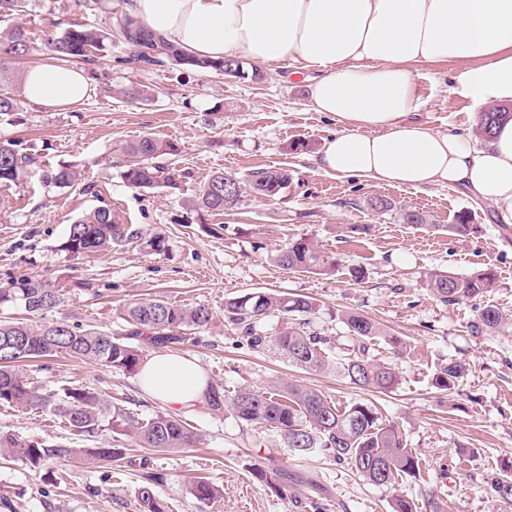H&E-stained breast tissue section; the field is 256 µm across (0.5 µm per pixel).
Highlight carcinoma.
Instances as JSON below:
<instances>
[{"label": "carcinoma", "instance_id": "carcinoma-1", "mask_svg": "<svg viewBox=\"0 0 512 512\" xmlns=\"http://www.w3.org/2000/svg\"><path fill=\"white\" fill-rule=\"evenodd\" d=\"M31 0H0V15H20L29 10ZM133 40L132 60L147 68L172 65L183 70H207L232 77L245 75L244 62L238 59L209 61L196 59L164 37L144 26L139 19L126 13L119 22ZM112 42L110 34L96 27L71 21L62 31L48 35L43 50L60 62L96 61V53H104ZM33 49L28 31L16 25L0 32V79L7 74L8 64ZM512 116L507 107L493 105L479 116L476 135L484 142L491 140L497 124ZM178 146L169 140L145 135L121 147L127 165L121 176L129 185L140 189L180 187L179 177L163 174L154 160L175 155ZM37 163V158L22 151L13 140L0 139V184L15 182L21 173ZM45 182L58 188L78 185L76 173L67 167L44 171ZM292 181L284 168H262L251 174L248 187L240 180L224 185V173L213 174L203 185L196 199L198 208L221 214L243 202L244 193L273 198ZM405 224L427 227L466 238L475 225L469 212L456 215L453 224H435L428 215L417 210H401ZM144 241L145 247L158 253L165 250V239L154 235L143 239L140 228L122 224L108 205H100L70 225L61 250L71 256L102 251L130 242ZM272 260L287 269H301L315 274L336 270L312 242L298 239L281 247ZM494 274L482 273L459 277L448 272H434L427 281L430 293L443 304H457L483 294L493 283ZM62 289L32 277L13 278L0 285V310L21 307L36 313L41 322L29 323L10 318L0 320V344L6 339L17 340L20 347L7 356L0 351V406L38 410L53 406V412L70 430L83 436H93L108 427L126 436L142 448L156 452H172L193 446L199 439L193 427L181 418L161 411L148 419L112 407L104 396L86 387L64 386L56 393H43L25 382L19 373L22 363L31 359H46L65 354L84 362L97 363L116 370L135 372L143 360L144 348H166L186 341H199V335L211 329L214 312L206 305L183 307L161 298L131 301L120 309L125 323L124 333L88 329L80 324H68L46 319L47 313L61 302ZM318 312L311 298L302 294H272L250 292L228 297L224 301V322L238 331L241 343L257 352H270L285 358L292 365L310 372L329 365L330 353H336V373L349 383L369 391L386 392L398 384V375L388 363L369 355L371 346L384 341L393 349L403 348L396 336H390L378 322L359 312H346L341 322L346 328L348 344L339 348L331 338L309 332L310 319ZM270 317L282 319L286 327L275 336L268 335L262 324ZM505 324L499 308L488 305L478 311L471 328L477 333H495ZM467 372V365L451 361L441 367L435 384L450 390ZM207 405L219 413L227 412L247 426L272 428L286 447L298 456L325 455L335 462H346L366 483L393 487L413 482L420 477L418 453L407 447L399 426L382 420L377 409L362 402L338 408L318 389L288 383L273 385L265 391L243 388L233 395L224 394V387L213 385ZM6 454L38 468L49 461L84 457L107 468L124 457L122 448H71L63 444L47 445L11 434L0 435V455ZM257 480L266 483L282 496L288 495L293 477L288 472L271 469L262 463L254 465ZM163 480L156 471L142 476L138 490L139 512H167L168 506L155 492ZM492 487L502 502L512 505V477L496 476ZM192 494L201 503L213 504L221 491L210 480L198 477L192 482Z\"/></svg>", "mask_w": 512, "mask_h": 512}]
</instances>
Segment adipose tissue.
Instances as JSON below:
<instances>
[{"instance_id": "adipose-tissue-1", "label": "adipose tissue", "mask_w": 512, "mask_h": 512, "mask_svg": "<svg viewBox=\"0 0 512 512\" xmlns=\"http://www.w3.org/2000/svg\"><path fill=\"white\" fill-rule=\"evenodd\" d=\"M131 14L181 49L260 66L292 61L313 72L309 102L343 129L318 168L390 186L464 188L512 223V119L478 144L414 119L410 65L451 62V95L512 104V0H131ZM76 67L40 64L23 75L25 98L66 109L88 95ZM140 389L181 413L204 402L208 379L192 359L142 363Z\"/></svg>"}]
</instances>
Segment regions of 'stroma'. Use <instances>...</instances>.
<instances>
[{
  "instance_id": "obj_1",
  "label": "stroma",
  "mask_w": 512,
  "mask_h": 512,
  "mask_svg": "<svg viewBox=\"0 0 512 512\" xmlns=\"http://www.w3.org/2000/svg\"><path fill=\"white\" fill-rule=\"evenodd\" d=\"M125 10L126 0H98L87 9L75 8L74 0H37L24 16L0 19L1 30L16 23L39 42L57 22L87 23L113 34L106 56L82 66L90 93L81 105L63 111L24 101V71L48 59L39 48L11 63L8 78L0 81V94L21 102L19 112L0 116V139L22 142L39 159L18 181L0 187V284L22 275L52 282L66 294L51 320L115 334L123 329L120 306L135 299L207 305L217 319L211 335L199 344L172 346V353L194 358L209 382L229 394L298 381L341 406L369 402L417 450L421 477L393 489L367 484L350 465L322 456L297 463L276 432L241 425L204 404L186 415L200 443L170 453L138 447L108 429L91 437L73 435L49 409L0 406V431L73 448L126 451L125 460L108 472L79 457L50 462L40 471L0 460V512H137L144 461L164 473L156 492L170 512H305L310 498L324 512H390L397 491L422 505L442 498L449 512H512L491 487L492 477L512 467V328L493 334L471 330L478 307L492 304L512 316V224L494 222L489 205L456 187L413 189L323 173L317 154L341 126L310 108L305 73L287 63L261 67L258 80L169 67L141 70L116 34ZM411 71L415 119L441 132L475 131L478 109L449 92L455 64L420 63ZM129 87L146 90L147 100L131 103L119 96V89ZM146 134L178 145L177 155L156 163L183 173L181 191L137 189L122 179L121 146ZM45 164L76 170L80 187L44 183ZM269 167L292 174L279 196L249 195L219 215L195 207L211 174L244 180ZM373 196L393 200L394 210H371L366 201ZM102 202L121 223L164 237L165 251L156 254L133 243L86 256L62 252L70 224ZM403 209L424 212L437 224L454 223L459 212L468 211L477 230L463 240L436 233L403 223ZM353 224L370 230L351 235ZM300 238L318 243L336 262L335 273L289 270L270 259L271 250ZM353 267L362 269V283L352 281ZM486 268L495 274L492 288L456 305L440 303L426 287L433 272L467 276ZM76 280L91 283L92 291H70ZM254 291L313 298L319 308L313 330L335 340L345 333L342 312L375 319L405 343L399 352L383 343L374 348L393 364L398 385L384 393L362 390L335 371L309 373L284 358L236 346L234 333L222 323L224 300ZM451 360L467 363L468 373L454 388L438 389L433 377ZM25 373L42 390L81 385L142 418L166 408L138 387L132 372L56 356L31 363ZM260 461L306 474L314 483L294 485L281 497L254 477ZM198 475L211 478L222 492L212 507L202 508L190 492V480Z\"/></svg>"
}]
</instances>
